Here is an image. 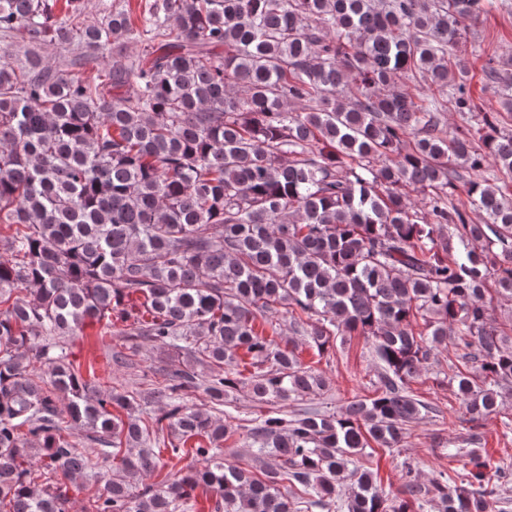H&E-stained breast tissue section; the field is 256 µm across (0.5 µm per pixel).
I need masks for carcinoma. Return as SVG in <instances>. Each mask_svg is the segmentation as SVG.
<instances>
[{
  "label": "carcinoma",
  "mask_w": 512,
  "mask_h": 512,
  "mask_svg": "<svg viewBox=\"0 0 512 512\" xmlns=\"http://www.w3.org/2000/svg\"><path fill=\"white\" fill-rule=\"evenodd\" d=\"M491 6L145 0L136 29L124 9L85 25L81 0H0V34L70 51L53 67L0 50V507L68 512L84 478L91 512H196L199 490L224 512H295L287 480L315 509L496 512L512 471L489 485L478 457L428 483L406 461L391 496L357 459L401 447L426 410L411 382L450 332L460 364L444 377L470 431L512 427V323L490 314L512 299V134L471 97L462 51ZM498 66L489 57L485 76L512 109ZM414 73L427 92H398ZM133 298L144 314L124 336L186 360L161 369L160 389L101 393L65 337L109 328ZM280 312L320 354L364 337L376 382L341 412L262 417L246 436L261 479L224 459L232 426L187 398L201 389L219 410L242 386L284 406L327 389L274 339ZM164 450L193 462L143 484Z\"/></svg>",
  "instance_id": "carcinoma-1"
}]
</instances>
